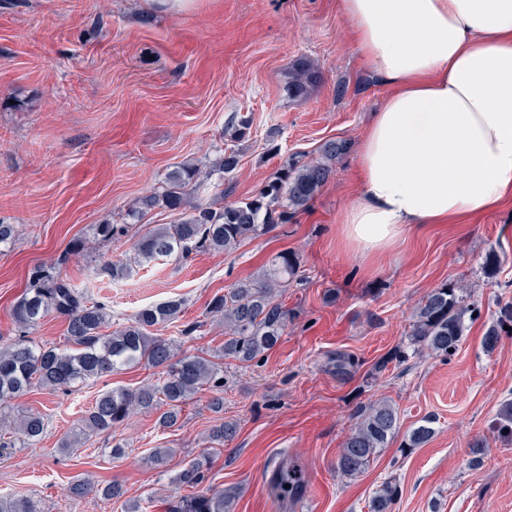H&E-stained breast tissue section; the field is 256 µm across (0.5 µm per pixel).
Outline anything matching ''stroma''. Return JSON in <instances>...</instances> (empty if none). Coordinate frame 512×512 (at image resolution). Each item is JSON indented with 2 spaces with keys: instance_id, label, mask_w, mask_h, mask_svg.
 <instances>
[{
  "instance_id": "35a3bbf8",
  "label": "stroma",
  "mask_w": 512,
  "mask_h": 512,
  "mask_svg": "<svg viewBox=\"0 0 512 512\" xmlns=\"http://www.w3.org/2000/svg\"><path fill=\"white\" fill-rule=\"evenodd\" d=\"M323 71L306 101L285 84L298 58ZM387 87L355 49L352 23L336 0H195L173 13L155 0H0V220L18 225L14 245L0 250V344L17 335L12 309L37 265L56 266L90 298L103 302L113 327L142 308L180 298L177 326L156 333L183 351L210 354L224 341L223 323L206 319L209 301L255 274L276 253L301 259L300 282L284 295L295 318L277 346L244 366L224 363V410L207 394L186 406L175 431L136 413L111 434H93L75 453L59 441L82 428L97 396L151 380L143 365L52 392L35 387L0 407V417L40 414L42 438L0 450V496L26 498L39 512H165L176 474L191 459H210L207 483L237 492L234 512H369L382 482L401 494L394 512H512V441L493 429L512 397V334L493 352L481 345L501 305L512 302V200L464 224H427L373 257L345 247L339 218L354 201L361 138ZM248 120L247 138H224L229 118ZM328 139L349 142L348 154L306 212L230 252L200 250L188 259L133 264L112 280L98 268L128 260L138 230L119 244L92 242L93 225L123 224L146 190L174 166L205 167L224 152L239 154L231 190L201 191L202 202L254 194L287 158L315 156ZM90 245L70 253L74 240ZM496 249L503 265L485 278L482 258ZM447 280L472 291L480 308L449 359L419 358L408 346L415 304ZM203 330H178L196 321ZM354 365L334 369L338 355ZM391 400L402 430L424 417L436 434L424 447L394 439L371 466L345 478L336 456L357 408ZM237 425L224 445L213 427ZM487 442L481 465L472 445ZM123 445L113 458V445ZM156 448L170 449L162 465ZM301 476L284 498L272 474L279 463ZM121 481L125 499L67 496L73 477Z\"/></svg>"
}]
</instances>
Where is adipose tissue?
<instances>
[{
	"instance_id": "ef3b65f1",
	"label": "adipose tissue",
	"mask_w": 512,
	"mask_h": 512,
	"mask_svg": "<svg viewBox=\"0 0 512 512\" xmlns=\"http://www.w3.org/2000/svg\"><path fill=\"white\" fill-rule=\"evenodd\" d=\"M390 89L340 218L365 257L423 224H461L512 196V0H337Z\"/></svg>"
}]
</instances>
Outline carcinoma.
<instances>
[{
	"instance_id": "carcinoma-1",
	"label": "carcinoma",
	"mask_w": 512,
	"mask_h": 512,
	"mask_svg": "<svg viewBox=\"0 0 512 512\" xmlns=\"http://www.w3.org/2000/svg\"><path fill=\"white\" fill-rule=\"evenodd\" d=\"M320 68L311 61L297 60L288 74V94L303 101L322 82ZM246 120L231 118L224 136L241 141L249 134ZM348 153L343 140H327L318 157L308 161L290 158L278 167L247 198L215 207L193 200L192 194L217 177H224L239 165L234 151L220 156L206 171L191 163H182L169 175L162 187L152 188L137 199L133 216L141 219L156 210L177 212L175 224L146 230L137 240V260L157 258L186 259L200 248L230 251L243 240L268 233L288 224L329 181L336 162ZM93 236L103 242L116 243L127 237L128 224L105 221L95 224ZM502 257L488 250L482 270L489 279L497 277ZM300 258L284 251L274 255L256 275L241 279L209 303V314L224 320V343L218 353L206 357L186 354L175 340L154 336L150 328L177 320L183 300L174 298L141 309L131 323L111 332V313L106 305L93 301L71 284L59 271L36 266L30 272L29 288L12 310L15 323L33 329L49 314L62 317L66 324L69 346H39L23 337L0 346V404L19 397L38 386L52 391H66L78 382L94 380L129 364H142L161 370L156 381L137 388L118 387L107 390L95 400L84 418L83 429L60 441V448L71 452L87 433H110L133 412L157 415L156 425L163 430L181 427L183 406L198 393L209 390L208 408L224 411V360L248 365L273 349L288 327L292 311L282 301L287 288L297 281ZM479 316L474 295L462 284L446 281L432 289L417 303L410 324L409 347L412 354L448 358L463 342L466 322ZM512 330V302L499 309L496 322L482 338L483 348L491 352L498 346L505 329ZM434 421L425 419L406 435L404 447L421 448L435 435ZM14 430L28 443L41 438L43 418L29 413L13 422ZM496 432L512 438V399L502 402L494 423ZM399 431L398 409L388 400H378L355 412V423L346 436L336 459V471L354 477L366 471L388 447ZM207 459H194L175 476V483L192 489L189 494L172 498L169 512H233L236 492L200 486L207 480ZM274 484L283 496L299 488L296 472L286 466L277 469ZM66 492L83 497L97 492L106 499L125 495L123 485L111 480L94 486L75 478ZM399 497L397 483L387 480L378 486L371 499L370 512H393ZM0 512H37L33 502L0 496Z\"/></svg>"
}]
</instances>
